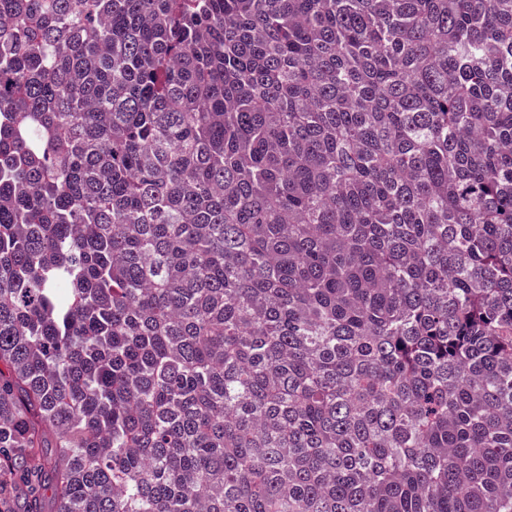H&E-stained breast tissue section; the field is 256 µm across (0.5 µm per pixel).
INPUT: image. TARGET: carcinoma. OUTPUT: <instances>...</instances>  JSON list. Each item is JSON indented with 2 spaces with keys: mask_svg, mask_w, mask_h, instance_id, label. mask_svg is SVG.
Masks as SVG:
<instances>
[{
  "mask_svg": "<svg viewBox=\"0 0 512 512\" xmlns=\"http://www.w3.org/2000/svg\"><path fill=\"white\" fill-rule=\"evenodd\" d=\"M1 481L512 512V0H0Z\"/></svg>",
  "mask_w": 512,
  "mask_h": 512,
  "instance_id": "obj_1",
  "label": "carcinoma"
}]
</instances>
